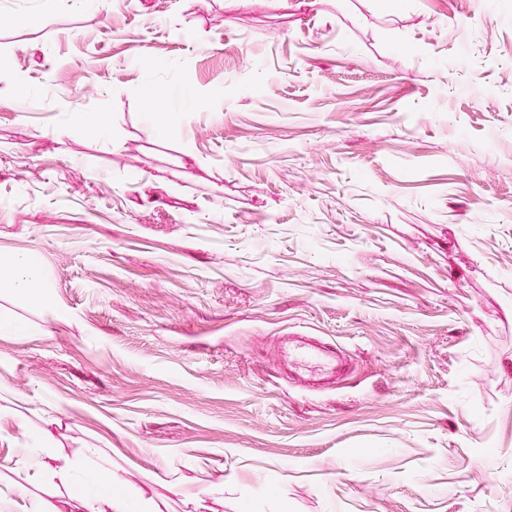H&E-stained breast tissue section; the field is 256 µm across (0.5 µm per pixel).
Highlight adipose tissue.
<instances>
[{
	"label": "adipose tissue",
	"mask_w": 512,
	"mask_h": 512,
	"mask_svg": "<svg viewBox=\"0 0 512 512\" xmlns=\"http://www.w3.org/2000/svg\"><path fill=\"white\" fill-rule=\"evenodd\" d=\"M0 268L11 270V286L26 292L35 305L47 302L45 285L31 259L0 257ZM32 477L46 481L54 489L67 488L70 495L58 506L32 495L27 483L13 482L17 494L29 497L30 512H154L149 501L122 493V478L113 470L111 459L97 448L84 449L74 459L56 458L53 465L38 468Z\"/></svg>",
	"instance_id": "ef3b65f1"
}]
</instances>
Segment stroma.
I'll use <instances>...</instances> for the list:
<instances>
[{
    "label": "stroma",
    "mask_w": 512,
    "mask_h": 512,
    "mask_svg": "<svg viewBox=\"0 0 512 512\" xmlns=\"http://www.w3.org/2000/svg\"><path fill=\"white\" fill-rule=\"evenodd\" d=\"M1 254L0 472L512 512V0H0ZM0 268H8L12 271L9 284L26 292L36 306H41L48 301L44 292L47 286L42 283L41 275L36 264L29 258L23 256L0 257Z\"/></svg>",
    "instance_id": "obj_1"
}]
</instances>
